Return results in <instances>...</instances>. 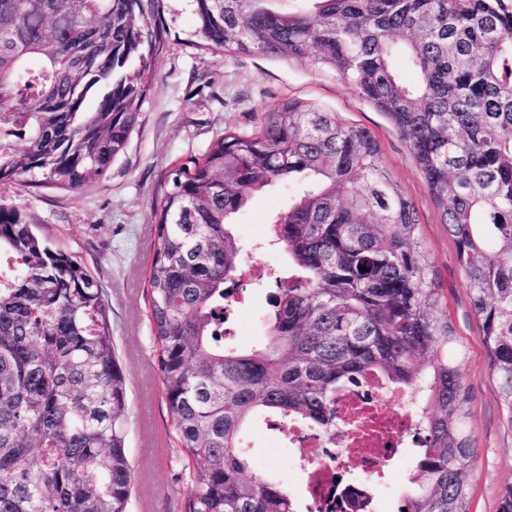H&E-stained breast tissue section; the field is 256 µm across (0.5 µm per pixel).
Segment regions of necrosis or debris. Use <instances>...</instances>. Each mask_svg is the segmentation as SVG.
<instances>
[{
  "instance_id": "1",
  "label": "necrosis or debris",
  "mask_w": 512,
  "mask_h": 512,
  "mask_svg": "<svg viewBox=\"0 0 512 512\" xmlns=\"http://www.w3.org/2000/svg\"><path fill=\"white\" fill-rule=\"evenodd\" d=\"M336 421L322 434L292 424L285 432L288 445L300 449L306 468L304 503L307 512H350L359 488L345 478L349 460L377 477L388 470L401 449L418 445L420 415L411 399L368 374L336 401Z\"/></svg>"
}]
</instances>
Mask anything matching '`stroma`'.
<instances>
[{
	"mask_svg": "<svg viewBox=\"0 0 512 512\" xmlns=\"http://www.w3.org/2000/svg\"><path fill=\"white\" fill-rule=\"evenodd\" d=\"M169 41L158 59L139 124L106 178L75 192L35 189L23 180L0 184V204L22 208L52 245L61 247L97 277L108 303L112 337L128 381V454L134 466L130 512H185L193 468L176 448L161 392L158 352L147 317L148 267L157 245L154 212L167 189L173 162L202 154L225 129L247 131L260 109L284 99L311 102L345 122L370 130L399 186L414 203L419 233L432 260L442 310L467 348L464 366L471 391V512H497L501 488L512 482V425L506 421L487 366L466 275L423 175L391 121L333 75L307 63L281 65L261 56L231 57L190 45L194 20L187 0H166ZM288 200L280 187L255 192L233 232L261 261L246 275L252 301L235 323L231 345L248 350L266 337L268 288L263 264L285 266L282 251L265 247L257 227L269 223ZM414 449H404L387 475V492L375 495L373 512H395L410 487Z\"/></svg>",
	"mask_w": 512,
	"mask_h": 512,
	"instance_id": "1",
	"label": "stroma"
}]
</instances>
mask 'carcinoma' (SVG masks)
I'll use <instances>...</instances> for the list:
<instances>
[{
    "label": "carcinoma",
    "mask_w": 512,
    "mask_h": 512,
    "mask_svg": "<svg viewBox=\"0 0 512 512\" xmlns=\"http://www.w3.org/2000/svg\"><path fill=\"white\" fill-rule=\"evenodd\" d=\"M165 0H0V183L75 192L125 150L167 43ZM192 45L306 61L386 114L407 143L467 275L512 418V0H188ZM296 188L271 221L288 277L265 343L224 342L245 253L232 218L266 187ZM148 319L185 512H295L241 440L261 416L319 431L368 372L410 391L423 447L397 512H470L467 351L375 136L283 100L174 164L156 213ZM128 382L101 288L0 205V512H128Z\"/></svg>",
    "instance_id": "obj_1"
}]
</instances>
